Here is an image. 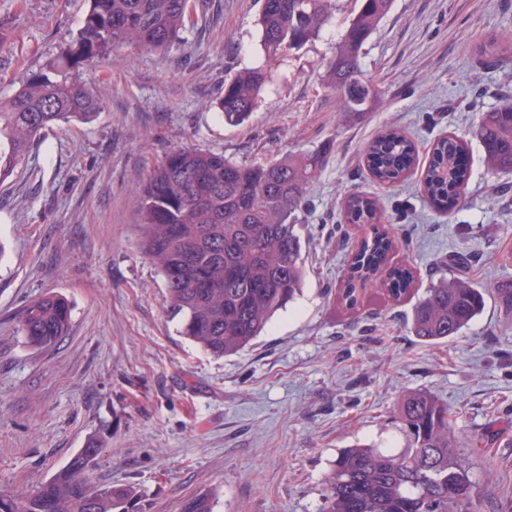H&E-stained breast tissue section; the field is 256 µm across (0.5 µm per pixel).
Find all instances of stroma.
I'll list each match as a JSON object with an SVG mask.
<instances>
[{
  "label": "stroma",
  "instance_id": "stroma-1",
  "mask_svg": "<svg viewBox=\"0 0 512 512\" xmlns=\"http://www.w3.org/2000/svg\"><path fill=\"white\" fill-rule=\"evenodd\" d=\"M86 0H0V98L75 37ZM258 0H190L178 43L115 48L76 71L100 110L57 123L0 185V495L33 493L87 442L100 453L90 484H127L140 512H180L215 494L214 512H318L341 449L402 451L401 398L425 390L454 412L474 485V512H512V314L487 296L462 336L424 345L407 328L413 298L368 286L356 307L340 292L372 228L341 202L378 200L397 240L393 267L422 290L469 256L481 288L511 280L512 177L492 171L473 138L480 113L512 99V51L481 44L512 33V0H394L364 47L382 102L344 118L323 75L339 34L267 59ZM266 66L248 120L225 124L216 103L238 70ZM414 141L419 165L453 135L467 144L469 179L447 214L418 176L377 183L364 148L388 126ZM327 147L302 215L303 291L239 353L214 357L180 334L161 275L139 247L133 191L169 151L201 148L246 164ZM52 293L71 307L67 336L28 343L23 307Z\"/></svg>",
  "mask_w": 512,
  "mask_h": 512
}]
</instances>
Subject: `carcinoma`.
<instances>
[{
    "label": "carcinoma",
    "mask_w": 512,
    "mask_h": 512,
    "mask_svg": "<svg viewBox=\"0 0 512 512\" xmlns=\"http://www.w3.org/2000/svg\"><path fill=\"white\" fill-rule=\"evenodd\" d=\"M358 9L344 22L326 66V87L337 111L352 116L374 108L378 91L364 77L363 48L390 12L393 0H355ZM189 0H90L76 38L52 61L20 79L0 100V184L25 158L45 128L87 120L99 109L97 88L73 77L117 46L164 49L179 38ZM336 0H262L257 25L269 58L298 51L332 25ZM268 80L262 67L245 69L224 81L218 108L224 123L239 125L256 107ZM474 136L487 163L512 174V103L483 112ZM464 143L438 140L421 173L428 204L439 211L460 203L469 172L462 164ZM375 180L392 185L415 168V145L389 129L366 147ZM324 151L266 165L239 164L224 154L195 148L168 152L134 191L141 236L139 248L162 274L167 302L180 319L181 334L205 352L231 356L251 344L276 312L296 299L305 268L299 227L306 196L319 177ZM347 220L375 225L376 199L350 193ZM396 240L374 229L349 264L342 292L350 307L367 283L380 282L395 299L413 283L407 268L387 266ZM455 273L414 304L410 333L441 344L461 335L485 305L486 289L467 276L469 259L454 260ZM71 322L65 298L46 294L23 311L21 330L30 344L49 346L67 334ZM453 411L431 393L404 396L397 419L406 448L384 452L372 445L342 450L325 479L319 512H471L473 484L460 460ZM99 453L91 442L68 464L21 499L0 497V512H132L136 490L129 485L90 486L85 473ZM214 498L200 492L186 498L181 512H213Z\"/></svg>",
    "instance_id": "1"
}]
</instances>
